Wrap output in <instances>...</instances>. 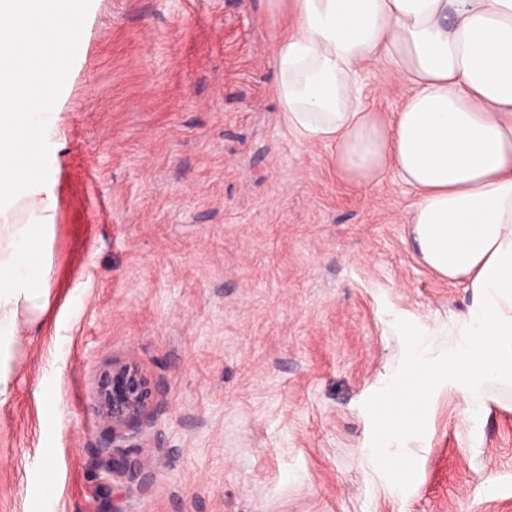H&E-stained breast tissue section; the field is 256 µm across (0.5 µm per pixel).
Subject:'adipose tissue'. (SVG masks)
I'll return each instance as SVG.
<instances>
[{"label": "adipose tissue", "instance_id": "adipose-tissue-1", "mask_svg": "<svg viewBox=\"0 0 512 512\" xmlns=\"http://www.w3.org/2000/svg\"><path fill=\"white\" fill-rule=\"evenodd\" d=\"M82 0H0V399L20 314L46 312L56 180L40 155L57 114L52 73L76 44ZM273 49L290 131L336 146V166L368 185L394 172L414 191L407 241L419 261L464 283L471 305L414 384L384 403L388 436L416 428L430 386L457 380L467 412L512 384V0H296ZM381 58L411 86L393 119L361 101L359 67Z\"/></svg>", "mask_w": 512, "mask_h": 512}]
</instances>
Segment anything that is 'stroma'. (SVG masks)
<instances>
[{
  "instance_id": "1",
  "label": "stroma",
  "mask_w": 512,
  "mask_h": 512,
  "mask_svg": "<svg viewBox=\"0 0 512 512\" xmlns=\"http://www.w3.org/2000/svg\"><path fill=\"white\" fill-rule=\"evenodd\" d=\"M83 3L44 152L50 302L0 403V512H512L511 386L470 414L440 380L420 429L384 436L413 335L441 329L439 360L471 296L411 252L412 188L349 182L333 145L288 132L273 45L293 0ZM360 72L391 119L409 87L382 60ZM115 360L155 387L134 427L150 480L105 487L93 395Z\"/></svg>"
}]
</instances>
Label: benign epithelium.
I'll use <instances>...</instances> for the list:
<instances>
[{"label":"benign epithelium","instance_id":"benign-epithelium-1","mask_svg":"<svg viewBox=\"0 0 512 512\" xmlns=\"http://www.w3.org/2000/svg\"><path fill=\"white\" fill-rule=\"evenodd\" d=\"M154 388L142 370L132 362L114 361L99 374L94 402L107 433L101 448L105 480L142 476L139 445L128 430L145 415Z\"/></svg>","mask_w":512,"mask_h":512}]
</instances>
